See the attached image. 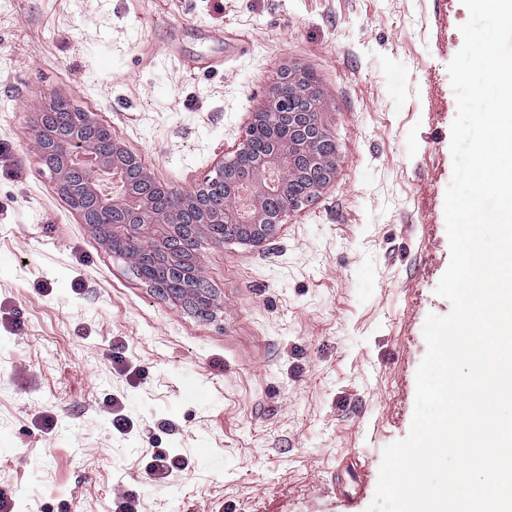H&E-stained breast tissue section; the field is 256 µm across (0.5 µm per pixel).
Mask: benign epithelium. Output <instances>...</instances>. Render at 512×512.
<instances>
[{
	"instance_id": "benign-epithelium-1",
	"label": "benign epithelium",
	"mask_w": 512,
	"mask_h": 512,
	"mask_svg": "<svg viewBox=\"0 0 512 512\" xmlns=\"http://www.w3.org/2000/svg\"><path fill=\"white\" fill-rule=\"evenodd\" d=\"M287 102L293 106L288 113L292 133L254 155L250 173L235 170L234 158L225 159L198 188L179 194L172 209L165 212L144 197L136 205L125 198H114L107 203L102 200L99 175L116 164L125 169L129 163L139 161V157L113 138L106 124L89 112L80 113L70 133L61 137L44 120L58 100L43 105L37 113V157L55 175L58 194L78 214H83L82 204L87 199L94 201L98 222L92 229L109 250L125 256L137 269L146 263L165 268L180 280L182 291L173 295L175 300L194 298L210 308L213 305L210 296L196 295L197 286L205 282V277L193 244L203 237H211L215 224L242 223L235 195L237 185L243 181L254 184V203L243 241L260 244L284 223L289 212L312 199L335 173L336 158L319 148L326 134L321 121L320 92L307 73L298 70H287L280 75L264 107L254 114L235 154L250 150L253 129L281 123V107ZM82 156L88 160L81 162L82 168L78 170L72 161ZM271 168L278 172L279 205L275 209L264 205L267 193L262 176Z\"/></svg>"
}]
</instances>
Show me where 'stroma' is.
<instances>
[{
    "instance_id": "35a3bbf8",
    "label": "stroma",
    "mask_w": 512,
    "mask_h": 512,
    "mask_svg": "<svg viewBox=\"0 0 512 512\" xmlns=\"http://www.w3.org/2000/svg\"><path fill=\"white\" fill-rule=\"evenodd\" d=\"M461 0H0V494L13 512H368L411 428L450 261ZM325 100L336 174L264 243L202 240L201 318L57 194L41 104L94 113L187 193L281 72ZM119 398L133 428L111 426ZM366 468L345 502L351 450ZM191 469L147 481L156 451Z\"/></svg>"
}]
</instances>
